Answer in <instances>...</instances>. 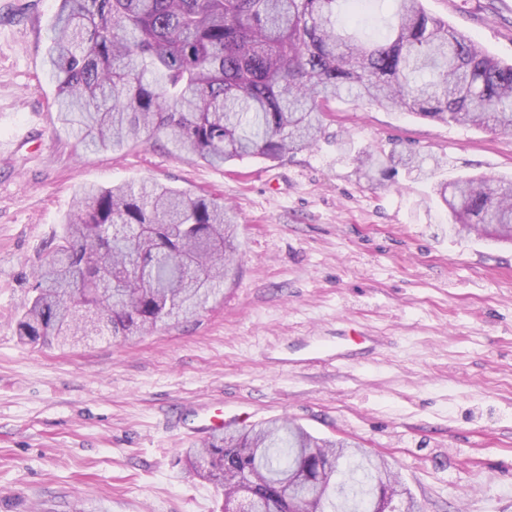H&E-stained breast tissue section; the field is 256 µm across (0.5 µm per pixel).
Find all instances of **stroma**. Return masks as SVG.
I'll return each instance as SVG.
<instances>
[{
  "label": "stroma",
  "instance_id": "stroma-1",
  "mask_svg": "<svg viewBox=\"0 0 512 512\" xmlns=\"http://www.w3.org/2000/svg\"><path fill=\"white\" fill-rule=\"evenodd\" d=\"M512 62V0H422ZM57 0H0V512H222L187 463L207 418L285 417L382 455L421 512H512V243L448 229L432 183L359 177L341 139L435 179H512V132L333 103L318 146L209 165L165 138L85 149L57 121ZM26 141H14L18 129ZM150 179L239 221L224 299L127 340L21 344L27 281L80 189ZM381 336L369 359L336 339Z\"/></svg>",
  "mask_w": 512,
  "mask_h": 512
}]
</instances>
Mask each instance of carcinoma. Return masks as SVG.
<instances>
[{
  "label": "carcinoma",
  "instance_id": "cac0c4a2",
  "mask_svg": "<svg viewBox=\"0 0 512 512\" xmlns=\"http://www.w3.org/2000/svg\"><path fill=\"white\" fill-rule=\"evenodd\" d=\"M341 0H58L47 55L58 120L88 145L121 148L164 135L176 153L213 166L280 160L317 146L329 104L367 98L444 124L512 130V63L482 50L421 0H392L384 36L348 33ZM371 179L398 169L429 178L413 152L351 157ZM449 226L512 242V181L458 177L439 185ZM234 209L157 182L83 188L29 282L17 335L63 347L95 328L125 339L187 317L223 294L237 268ZM348 456L346 468L315 470ZM187 461L224 508L288 512V485L310 464L324 484L294 512H371L398 473L355 442L318 438L286 418L224 431Z\"/></svg>",
  "mask_w": 512,
  "mask_h": 512
}]
</instances>
